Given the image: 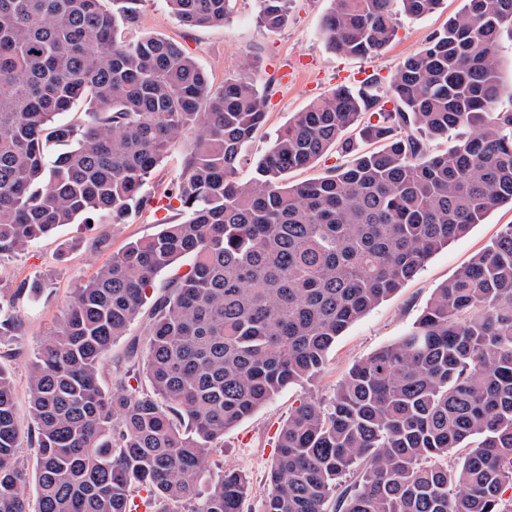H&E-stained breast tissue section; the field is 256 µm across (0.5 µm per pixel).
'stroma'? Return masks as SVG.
I'll use <instances>...</instances> for the list:
<instances>
[{"mask_svg":"<svg viewBox=\"0 0 512 512\" xmlns=\"http://www.w3.org/2000/svg\"><path fill=\"white\" fill-rule=\"evenodd\" d=\"M463 0H444L441 8L421 18L402 17L393 43L377 56L351 57L330 49L322 29L328 0H291L287 24L277 30L257 19V0H230L223 25L189 28L170 13L165 0H143L138 21L118 29V40L135 36H163L174 40L194 58L214 84L246 71L255 75L268 101L266 120L256 132L250 153L260 157L277 131L314 99L331 92L339 75L369 74L387 90L395 69L417 53L427 38L442 29ZM160 219L143 210L123 224H69L27 250L0 258V279L20 283L38 279L44 284L36 302L21 309L20 329L12 340L18 357L6 360L16 388L17 417L22 435L33 420L27 403L28 365L63 306L84 281L134 240L154 235ZM512 224V206L491 210L482 223L430 257L420 272L396 293L351 324L328 354L324 370L310 383L293 384L224 433V464L246 474L251 493L247 512H257L274 462L280 428L304 400H326L349 369L375 351L394 343L425 308L435 288L482 251ZM106 247H98L99 238Z\"/></svg>","mask_w":512,"mask_h":512,"instance_id":"1","label":"stroma"}]
</instances>
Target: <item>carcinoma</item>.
I'll use <instances>...</instances> for the list:
<instances>
[{
    "instance_id": "1",
    "label": "carcinoma",
    "mask_w": 512,
    "mask_h": 512,
    "mask_svg": "<svg viewBox=\"0 0 512 512\" xmlns=\"http://www.w3.org/2000/svg\"><path fill=\"white\" fill-rule=\"evenodd\" d=\"M143 0H0V257L78 221L154 208L148 181L189 141L164 221L74 292L29 364L34 419L20 451L0 365V512H244L248 477L224 432L279 390L313 381L346 328L501 204L512 205V106L496 67L512 0L464 7L389 80L339 87L288 120L237 179L266 96L245 73L216 88L176 43L117 42ZM230 0H166L183 25L224 23ZM329 47L382 53L396 16L442 0H330ZM285 25L288 0H258ZM88 104L78 126L64 120ZM457 132L445 150L432 142ZM55 144L54 153L47 151ZM346 160L298 184L288 174ZM183 257L140 320L159 273ZM43 283L0 281V358ZM466 449L462 461L448 456ZM35 460L37 509L26 494ZM512 225L435 289L400 339L350 368L328 401L283 425L259 512H512Z\"/></svg>"
}]
</instances>
